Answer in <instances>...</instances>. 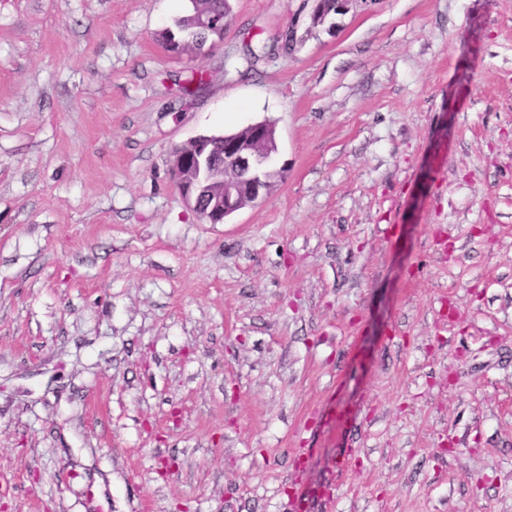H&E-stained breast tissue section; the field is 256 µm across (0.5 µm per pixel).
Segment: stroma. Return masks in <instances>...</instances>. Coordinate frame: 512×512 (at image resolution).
<instances>
[{"instance_id":"35a3bbf8","label":"stroma","mask_w":512,"mask_h":512,"mask_svg":"<svg viewBox=\"0 0 512 512\" xmlns=\"http://www.w3.org/2000/svg\"><path fill=\"white\" fill-rule=\"evenodd\" d=\"M228 3L0 0V512H512V0ZM203 7L208 12H199L198 20L199 24L203 28H200L196 25L194 18L195 10L193 5V12L187 16L178 19L176 22L179 38L176 39V35L174 33H168L167 38L166 34V41H169L170 45L175 50H183L190 47L200 49L207 43L209 39H211L213 36H216V32H212L204 28L216 27L217 23L215 22V19L218 22H224V18H226L228 13L227 0H205L203 3ZM174 39L177 40V43L172 42ZM208 141L196 137L188 145L175 148L167 162L179 192L191 208L210 223L221 224L271 190L273 183L267 166L277 149L276 127L261 121L224 135V149L223 145L215 144L211 150L216 161L222 159L224 152L222 162L214 161ZM201 183L220 188L211 192L208 207L201 205L194 194Z\"/></svg>"}]
</instances>
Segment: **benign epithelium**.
<instances>
[{
	"instance_id": "obj_1",
	"label": "benign epithelium",
	"mask_w": 512,
	"mask_h": 512,
	"mask_svg": "<svg viewBox=\"0 0 512 512\" xmlns=\"http://www.w3.org/2000/svg\"><path fill=\"white\" fill-rule=\"evenodd\" d=\"M276 127L261 121L224 136V160L216 162L208 150V139L197 137L188 145L175 148L168 165L181 195L191 208L212 224L256 202L273 186L267 169L276 152ZM219 187L211 194L210 205L199 203L197 185Z\"/></svg>"
}]
</instances>
